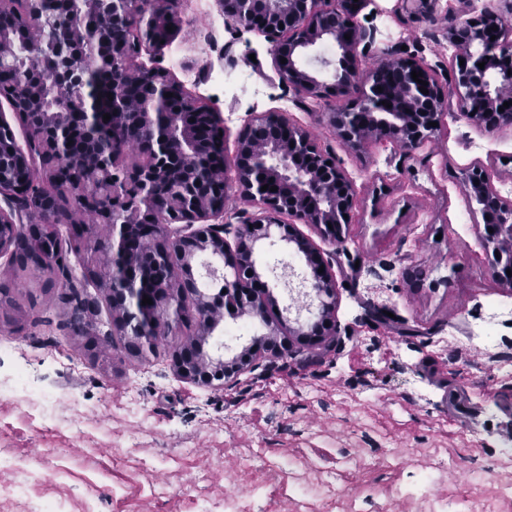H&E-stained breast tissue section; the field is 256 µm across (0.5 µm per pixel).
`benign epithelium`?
I'll return each instance as SVG.
<instances>
[{
    "mask_svg": "<svg viewBox=\"0 0 512 512\" xmlns=\"http://www.w3.org/2000/svg\"><path fill=\"white\" fill-rule=\"evenodd\" d=\"M13 7L0 8V65L12 63L21 54L47 58L49 69L37 72L14 69L9 73V102L27 129L28 148L16 139L0 140V195L20 209L37 210L48 218L32 224L27 234L18 233L13 212L0 208V256L20 243L37 248L58 223L63 191L74 195L80 208L90 207L109 233L95 247L108 259L106 298L112 313L110 334L126 340L128 350L143 355L153 350L163 328L187 321L185 302L191 299L198 339L172 347L171 364L183 379L205 386L224 383L253 366V356L265 346L274 356L285 351L276 340L278 328L269 327L262 340L245 347L226 361L206 349L208 338L219 326L215 314L227 310L239 318L266 319L269 285L255 268L257 243L271 238V228L280 239L295 244L310 270L309 288L318 304L305 328L293 335L318 341L334 326L335 282L329 260L308 240L299 236L290 221L311 224L335 246L344 242L343 226L351 223L355 190L345 172L330 161L305 129L288 123L276 113L252 118L248 128H262L259 137L265 153L254 152V140L241 138L233 162L224 154V137L208 142L209 160L199 181L196 161L207 130L225 131L220 113L198 104L160 69L139 70L135 60L144 51L168 41L167 27L175 26L174 0H68L71 14L52 21L53 34L35 43L23 21L35 18L40 0H11ZM373 0H218L224 22L261 32L271 45L280 79L303 98L329 99L350 95L361 80L366 90L343 112L330 113L338 136L349 148L359 147L364 129L376 140L399 143L408 151L428 141L450 111L447 98L457 97L462 114L488 131L512 125V40L501 27V9L486 7L479 17L447 29L445 38L455 51V84L446 92L437 83L434 70L413 56H400L383 49L381 68L399 75L398 94L378 91L376 72L361 69L366 50L376 42L377 29L365 27L359 13ZM112 17V27L127 31L113 38L94 25L75 21L84 12ZM350 38H344V35ZM323 42H333L340 53L341 73L326 83L299 64V59ZM287 63H281V59ZM484 68H479V64ZM112 75V138L127 128L142 132L138 139L140 162L130 163L126 150L100 149L102 93L96 73ZM422 73L428 82L424 94L411 72ZM147 85L137 109L127 111L122 86L131 81ZM74 95L66 109H51L45 103L48 85ZM417 104L406 112L405 102ZM389 102L392 107L383 105ZM78 125L86 134L80 154H71L70 130ZM68 159L69 167L82 174L69 183L61 181L58 169L46 167L41 181L48 187L28 190L29 176L36 173L34 157ZM233 171L240 194L257 210L240 217L239 223H222L228 171ZM273 184L277 191H263ZM466 184L471 196L490 213L484 239L493 245V269L499 281L512 286V251L499 248L512 241V197L502 196L492 185L485 167L476 163ZM203 257L208 274L222 264L220 286L201 288L193 269ZM157 269L152 283L154 307L139 311L142 300L131 287L136 265ZM323 272H318L319 268Z\"/></svg>",
    "mask_w": 512,
    "mask_h": 512,
    "instance_id": "1",
    "label": "benign epithelium"
}]
</instances>
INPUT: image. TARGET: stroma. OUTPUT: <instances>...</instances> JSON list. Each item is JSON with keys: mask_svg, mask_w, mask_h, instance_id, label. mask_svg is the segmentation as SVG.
I'll return each mask as SVG.
<instances>
[{"mask_svg": "<svg viewBox=\"0 0 512 512\" xmlns=\"http://www.w3.org/2000/svg\"><path fill=\"white\" fill-rule=\"evenodd\" d=\"M489 0H401L363 9L376 45L405 49L453 79L443 38ZM169 41L135 64L166 69L226 120L234 157L249 121L276 113L305 128L355 189L345 246L310 225L337 285L334 335L260 354L227 386L180 379L173 327L155 352L108 337L110 308L71 326L63 275L22 254L0 258V512H512V287L499 282L484 217L464 177L474 163L512 194V126L461 114L406 151L352 150L328 120L340 99L298 100L264 36L225 24L217 0H176ZM269 320L223 317L207 347L225 357L268 325L288 330L305 299L288 244L255 247Z\"/></svg>", "mask_w": 512, "mask_h": 512, "instance_id": "obj_1", "label": "stroma"}]
</instances>
